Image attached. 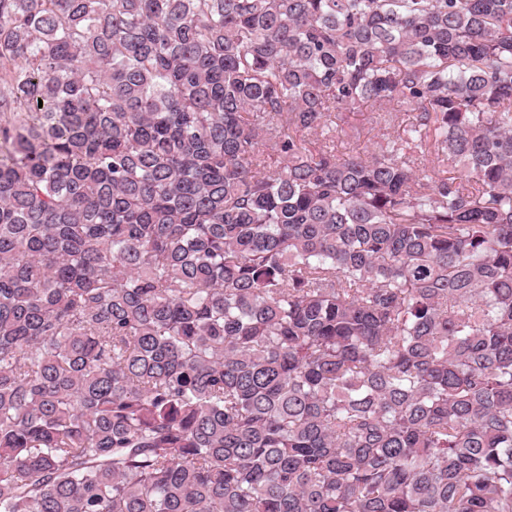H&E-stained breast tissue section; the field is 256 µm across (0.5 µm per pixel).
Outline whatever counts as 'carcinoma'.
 I'll list each match as a JSON object with an SVG mask.
<instances>
[{
    "label": "carcinoma",
    "mask_w": 512,
    "mask_h": 512,
    "mask_svg": "<svg viewBox=\"0 0 512 512\" xmlns=\"http://www.w3.org/2000/svg\"><path fill=\"white\" fill-rule=\"evenodd\" d=\"M0 512H512V0H0ZM375 111V106L368 103L361 106L355 115H351L350 122L358 128H364V132L360 139H356L351 136L347 126L344 125L348 134L341 133L338 139V147L341 152H362L366 146L372 147V143L379 140L382 131H379V128L371 121L372 112Z\"/></svg>",
    "instance_id": "cac0c4a2"
}]
</instances>
